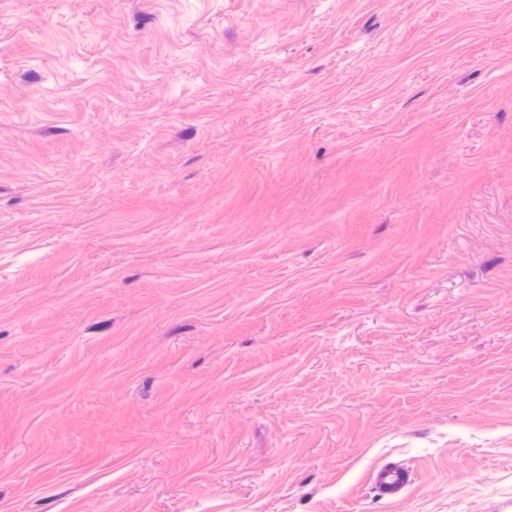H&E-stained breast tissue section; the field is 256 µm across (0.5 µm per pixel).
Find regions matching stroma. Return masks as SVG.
Returning <instances> with one entry per match:
<instances>
[{"label": "stroma", "instance_id": "1", "mask_svg": "<svg viewBox=\"0 0 512 512\" xmlns=\"http://www.w3.org/2000/svg\"><path fill=\"white\" fill-rule=\"evenodd\" d=\"M0 512H512V0H0ZM411 474L404 466L390 462L375 468L371 482L381 496L395 499L401 496L411 483Z\"/></svg>", "mask_w": 512, "mask_h": 512}]
</instances>
